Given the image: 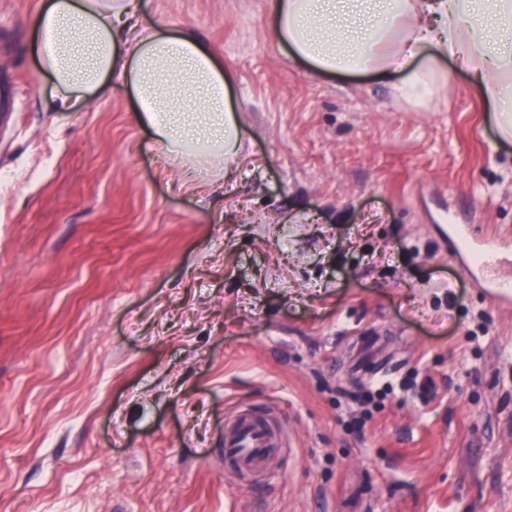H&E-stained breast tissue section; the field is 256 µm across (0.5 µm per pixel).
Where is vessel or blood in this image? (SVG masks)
Wrapping results in <instances>:
<instances>
[{
  "mask_svg": "<svg viewBox=\"0 0 512 512\" xmlns=\"http://www.w3.org/2000/svg\"><path fill=\"white\" fill-rule=\"evenodd\" d=\"M457 253L466 260V271L483 288L490 300L512 305V274L503 269L504 252L496 235L473 240L469 225L448 226ZM277 427L267 418L247 409L233 413L224 425V456L239 475L268 474L273 466L271 451L281 447Z\"/></svg>",
  "mask_w": 512,
  "mask_h": 512,
  "instance_id": "1",
  "label": "vessel or blood"
}]
</instances>
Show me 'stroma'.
<instances>
[{
	"label": "stroma",
	"mask_w": 512,
	"mask_h": 512,
	"mask_svg": "<svg viewBox=\"0 0 512 512\" xmlns=\"http://www.w3.org/2000/svg\"><path fill=\"white\" fill-rule=\"evenodd\" d=\"M43 3L0 0V512H512V310L443 233L512 252V141L467 76L398 99L290 58L269 0H143L246 135L189 192L131 87L54 111ZM268 403L278 474L237 482L225 419Z\"/></svg>",
	"instance_id": "obj_1"
}]
</instances>
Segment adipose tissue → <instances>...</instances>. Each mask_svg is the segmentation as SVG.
Returning <instances> with one entry per match:
<instances>
[{
    "label": "adipose tissue",
    "mask_w": 512,
    "mask_h": 512,
    "mask_svg": "<svg viewBox=\"0 0 512 512\" xmlns=\"http://www.w3.org/2000/svg\"><path fill=\"white\" fill-rule=\"evenodd\" d=\"M272 33L327 73L371 72L411 99L441 60L463 70L512 140V0H269ZM38 52L58 111L104 78L130 85L149 127L148 151L192 180L231 174L245 150L230 84L208 47L163 30L137 0H45Z\"/></svg>",
    "instance_id": "1"
}]
</instances>
